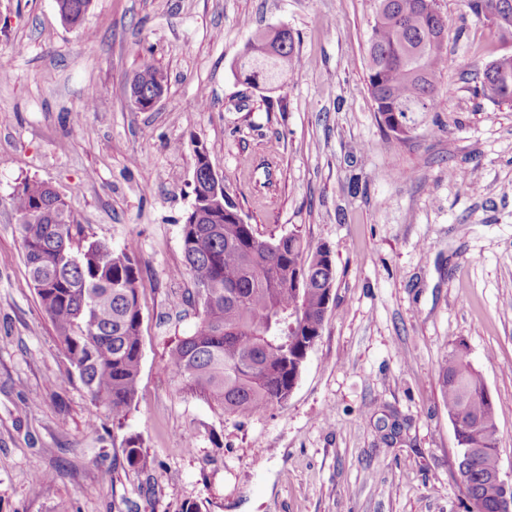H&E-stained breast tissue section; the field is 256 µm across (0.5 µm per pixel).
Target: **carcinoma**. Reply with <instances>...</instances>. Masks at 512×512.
<instances>
[{"instance_id": "1", "label": "carcinoma", "mask_w": 512, "mask_h": 512, "mask_svg": "<svg viewBox=\"0 0 512 512\" xmlns=\"http://www.w3.org/2000/svg\"><path fill=\"white\" fill-rule=\"evenodd\" d=\"M468 12L484 15L501 38L512 42V0H463ZM448 19L436 0H376L368 38L367 85L382 124L398 136L399 117L427 112L441 91L447 68ZM301 60L286 28L258 30L245 44L235 68L243 81L272 91L285 85ZM150 86L165 75L148 60L135 74ZM480 91L512 104V55L483 72ZM24 260L41 308L52 322L67 361L65 377L77 374L96 405L121 420L137 391L141 360L139 262L83 234L65 200L48 185L25 181L12 198ZM184 273L194 285L199 323L170 352L184 387L199 390L242 416L286 403L303 358L321 333L328 288L335 281L329 252L307 254L300 231L263 238L244 221L229 195L186 218L182 230ZM441 396L454 424L458 459L474 450L459 470L473 508L496 512L488 482L499 470L497 409L482 375L460 341L440 368ZM129 467L149 462L130 443ZM57 477L37 476L32 491L53 492Z\"/></svg>"}]
</instances>
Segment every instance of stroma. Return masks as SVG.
Masks as SVG:
<instances>
[{
	"mask_svg": "<svg viewBox=\"0 0 512 512\" xmlns=\"http://www.w3.org/2000/svg\"><path fill=\"white\" fill-rule=\"evenodd\" d=\"M437 5L443 90L402 139L367 88L375 0H90L78 28L55 0H0V512H468L439 380L459 341L512 483V105L474 92L512 43L462 0ZM267 26L288 27L304 63L274 92L234 69ZM146 58L167 82L141 110L129 89ZM198 145L260 235L300 231L336 270L286 404L247 417L183 388L170 361L198 323L180 273ZM27 180L139 261L122 422L61 379L11 205ZM130 440L148 473L127 466ZM41 473L51 495L30 489Z\"/></svg>",
	"mask_w": 512,
	"mask_h": 512,
	"instance_id": "35a3bbf8",
	"label": "stroma"
}]
</instances>
